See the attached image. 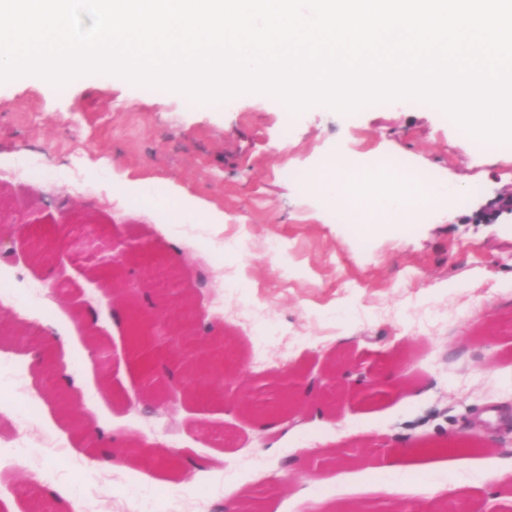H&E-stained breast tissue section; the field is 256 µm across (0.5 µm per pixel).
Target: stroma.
Here are the masks:
<instances>
[{
	"label": "stroma",
	"instance_id": "1",
	"mask_svg": "<svg viewBox=\"0 0 512 512\" xmlns=\"http://www.w3.org/2000/svg\"><path fill=\"white\" fill-rule=\"evenodd\" d=\"M190 103L185 95L110 73H89L49 87L33 74L0 82V189L14 206L47 222L83 206L113 225L115 240L141 241L175 255L201 306V327L233 336L240 362L223 398L191 399L146 413L129 407L142 375L124 356L125 322L97 306L112 342V385L104 387L69 305L30 289L46 280L73 290L87 283L62 246L52 266L24 255L0 261V319L47 325L58 375L81 379L83 397L116 439L192 449L206 469L165 474L98 459L66 422L47 413L30 381L39 352L0 335V512H33L16 491L37 469L54 472L60 498L91 512H166L171 498L219 512L250 489L263 512H307L316 500L363 504L381 512H430L427 491L460 486L470 505L489 512L512 503V214L485 222L491 202L512 191V147L496 156L462 151L460 131L441 108L416 99L341 112L323 104L291 113L265 93ZM365 161L374 154L407 160L441 191L436 206L392 230H365L327 196L301 187L332 153ZM38 157L37 176L13 171ZM175 203L133 204L146 193ZM207 204L209 213L199 211ZM395 373L403 390L331 410L312 400L303 423L260 443L258 422L237 414L235 389L251 393L297 368L319 376L331 358ZM476 430L485 446L448 456L414 454V473L387 462L419 440L439 442ZM63 444L64 453L53 449ZM368 454L366 466L328 461L325 449ZM297 477L278 487L286 471ZM502 475L497 489L485 483Z\"/></svg>",
	"mask_w": 512,
	"mask_h": 512
}]
</instances>
